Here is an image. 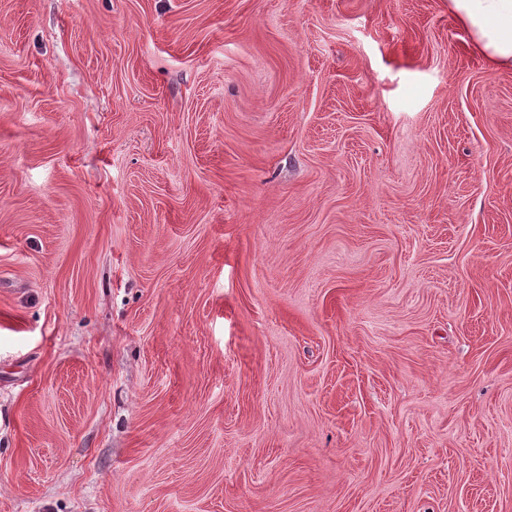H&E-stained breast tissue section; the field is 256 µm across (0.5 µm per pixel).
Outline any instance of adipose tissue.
I'll return each mask as SVG.
<instances>
[{"mask_svg": "<svg viewBox=\"0 0 512 512\" xmlns=\"http://www.w3.org/2000/svg\"><path fill=\"white\" fill-rule=\"evenodd\" d=\"M448 10L491 66L512 68V0H448Z\"/></svg>", "mask_w": 512, "mask_h": 512, "instance_id": "1", "label": "adipose tissue"}]
</instances>
